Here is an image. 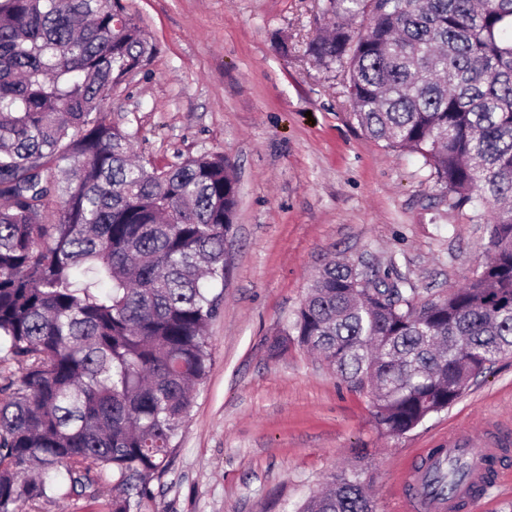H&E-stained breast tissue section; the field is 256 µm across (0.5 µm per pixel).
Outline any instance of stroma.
<instances>
[{
  "label": "stroma",
  "instance_id": "35a3bbf8",
  "mask_svg": "<svg viewBox=\"0 0 512 512\" xmlns=\"http://www.w3.org/2000/svg\"><path fill=\"white\" fill-rule=\"evenodd\" d=\"M125 3L157 51L112 90L109 120L159 166L223 154L239 187L210 373L168 470L131 512H298L353 464L378 512H399L416 456L441 439L512 450V356L388 439L365 395L296 341L274 347L331 258L404 277L423 298L463 284L485 259L470 209L441 203L421 158L367 139L339 67L308 55L328 22L324 0ZM31 512H112V480H99L93 499Z\"/></svg>",
  "mask_w": 512,
  "mask_h": 512
}]
</instances>
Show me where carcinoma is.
Returning <instances> with one entry per match:
<instances>
[{
    "label": "carcinoma",
    "instance_id": "1",
    "mask_svg": "<svg viewBox=\"0 0 512 512\" xmlns=\"http://www.w3.org/2000/svg\"><path fill=\"white\" fill-rule=\"evenodd\" d=\"M324 12L308 55L344 67L366 137L420 156L491 253L437 299L349 262L313 278L292 335L396 438L512 355V0ZM358 16L361 32L346 24ZM155 53L125 0H0V364L16 369L0 384V512L90 497L102 475L119 490L112 512H130L208 378L238 183L219 154L131 159L104 101ZM466 475L439 458L419 493L446 499ZM300 512L377 503L352 467Z\"/></svg>",
    "mask_w": 512,
    "mask_h": 512
}]
</instances>
